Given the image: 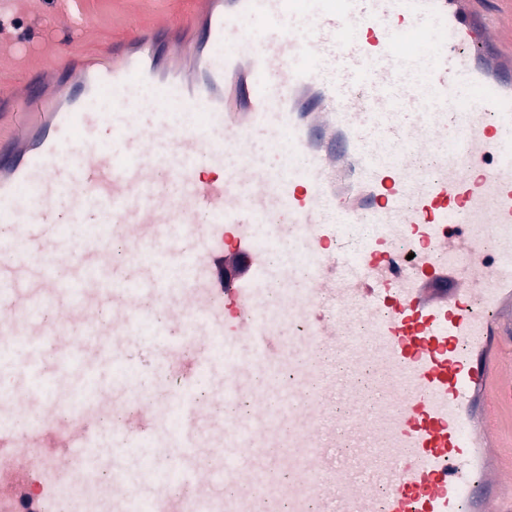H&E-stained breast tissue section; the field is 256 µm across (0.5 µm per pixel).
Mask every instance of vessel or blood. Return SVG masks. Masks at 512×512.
<instances>
[{"mask_svg": "<svg viewBox=\"0 0 512 512\" xmlns=\"http://www.w3.org/2000/svg\"><path fill=\"white\" fill-rule=\"evenodd\" d=\"M161 2L118 0L139 21L110 61L41 68L0 130V335L82 389L136 354L148 302L162 340L137 384H180L110 431L105 393L65 427L32 391L0 398V512H54L106 434L123 512L170 498L140 475L144 444L226 512H512V0ZM101 97L111 111H90ZM171 97L204 123L162 111ZM258 224L291 261L269 264ZM349 225L370 237L352 246ZM220 340L224 396L251 411L217 428L189 394ZM272 363L288 386L256 391Z\"/></svg>", "mask_w": 512, "mask_h": 512, "instance_id": "b4317fda", "label": "vessel or blood"}]
</instances>
